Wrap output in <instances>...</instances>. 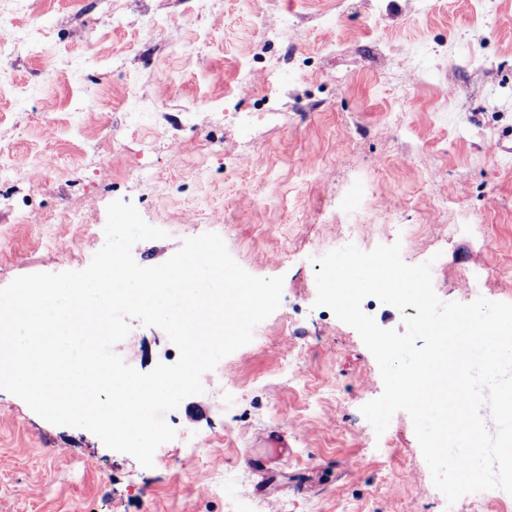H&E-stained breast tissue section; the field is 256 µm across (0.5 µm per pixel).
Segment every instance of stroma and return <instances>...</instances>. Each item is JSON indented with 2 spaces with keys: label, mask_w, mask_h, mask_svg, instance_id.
Here are the masks:
<instances>
[{
  "label": "stroma",
  "mask_w": 512,
  "mask_h": 512,
  "mask_svg": "<svg viewBox=\"0 0 512 512\" xmlns=\"http://www.w3.org/2000/svg\"><path fill=\"white\" fill-rule=\"evenodd\" d=\"M0 39V145L22 159L0 181V287L85 269L117 199L166 233L140 265L214 232L284 279L262 343L165 414L152 468L0 390V512H512L497 489L448 504L406 412L376 435L378 364L314 304L347 224L430 262L442 301L512 303V0H0ZM130 326L128 365L177 361Z\"/></svg>",
  "instance_id": "stroma-1"
}]
</instances>
